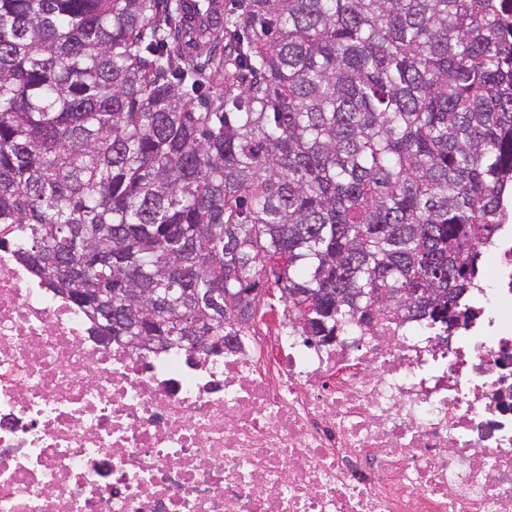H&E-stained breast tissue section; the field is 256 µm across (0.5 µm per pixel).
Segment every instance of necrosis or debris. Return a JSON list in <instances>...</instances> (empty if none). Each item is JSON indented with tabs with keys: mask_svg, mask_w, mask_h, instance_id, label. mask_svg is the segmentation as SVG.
Returning a JSON list of instances; mask_svg holds the SVG:
<instances>
[{
	"mask_svg": "<svg viewBox=\"0 0 512 512\" xmlns=\"http://www.w3.org/2000/svg\"><path fill=\"white\" fill-rule=\"evenodd\" d=\"M0 228V512H512V226L452 329L109 342Z\"/></svg>",
	"mask_w": 512,
	"mask_h": 512,
	"instance_id": "4bbe7bcc",
	"label": "necrosis or debris"
}]
</instances>
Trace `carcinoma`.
<instances>
[{
	"instance_id": "1",
	"label": "carcinoma",
	"mask_w": 512,
	"mask_h": 512,
	"mask_svg": "<svg viewBox=\"0 0 512 512\" xmlns=\"http://www.w3.org/2000/svg\"><path fill=\"white\" fill-rule=\"evenodd\" d=\"M0 0V225L67 296L268 277L308 344L454 326L512 193V0ZM384 299L374 303L371 292ZM406 288H433L406 304Z\"/></svg>"
}]
</instances>
